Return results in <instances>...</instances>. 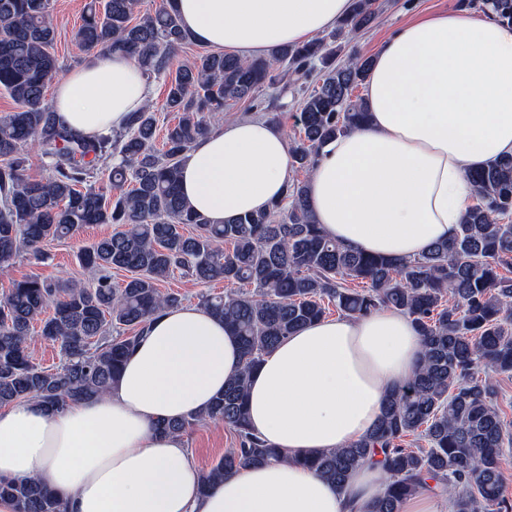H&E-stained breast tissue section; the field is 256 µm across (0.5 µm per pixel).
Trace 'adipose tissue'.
Instances as JSON below:
<instances>
[{
    "label": "adipose tissue",
    "instance_id": "obj_1",
    "mask_svg": "<svg viewBox=\"0 0 512 512\" xmlns=\"http://www.w3.org/2000/svg\"><path fill=\"white\" fill-rule=\"evenodd\" d=\"M200 43L242 58L301 44L336 26L350 0H176ZM150 96L120 54L91 52L50 100L73 132L120 130ZM368 125L327 143L308 178L318 224L351 249L393 259L452 239L474 194L468 170L512 154V27L455 4L401 26L372 57ZM293 171L284 131L246 115L198 138L181 188L214 223L267 208ZM422 353L410 317L384 308L299 328L263 356L249 391L251 426L286 462L248 464L209 494L183 435L161 423L205 408L243 365L237 339L197 304L152 319L104 397L52 411L0 409V476L39 478L65 512H364L381 465L344 484L292 463L350 445L377 422L387 391Z\"/></svg>",
    "mask_w": 512,
    "mask_h": 512
}]
</instances>
